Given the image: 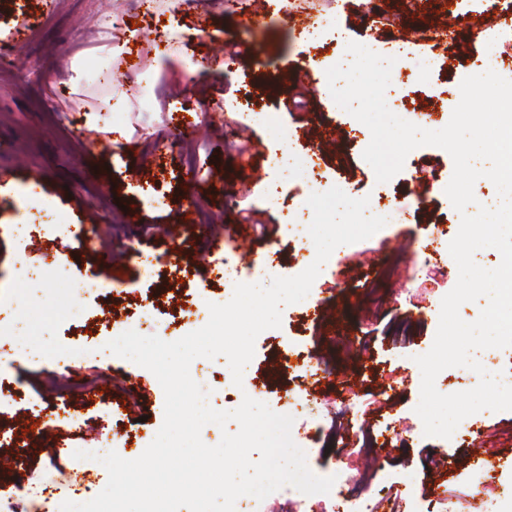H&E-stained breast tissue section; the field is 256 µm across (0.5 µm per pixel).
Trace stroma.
I'll return each instance as SVG.
<instances>
[{
    "label": "stroma",
    "mask_w": 512,
    "mask_h": 512,
    "mask_svg": "<svg viewBox=\"0 0 512 512\" xmlns=\"http://www.w3.org/2000/svg\"><path fill=\"white\" fill-rule=\"evenodd\" d=\"M246 0H152L145 18L134 0H0V138L13 149L0 156V458L26 456L15 469L0 468V501L18 502L17 512H60L64 501L85 503L108 482L105 468L85 460L75 469L65 453H53V435L32 429L35 416L50 408L78 412L80 427L64 430L67 443L95 448L98 439L127 431L130 443L119 454L136 459L152 442L164 419L165 397L147 369L120 357L103 362L106 344L130 330L134 315L150 307L152 317L142 335L176 341L198 330L196 317L208 303H221L224 283L198 267L202 249L187 233L202 212L220 215L217 225L227 245V261L237 263L242 282L255 267L243 257L242 236L255 250L279 254L278 275L300 273L286 224L310 223L298 205L308 191L304 170L283 173L271 158L287 149L317 154L324 183L353 198L380 196L394 200V217L381 233L358 242L351 254L333 251L301 302L286 306L279 328L262 332L255 342L252 374L267 383L265 403L281 412L289 388L306 377L300 359L315 356L324 372L316 388L323 402L322 422L305 455L312 472L333 470L341 431L350 420L378 433L395 418L415 417L421 378L406 365L412 353L429 347L437 321L407 317L402 288H415L399 270L415 264L402 245L410 237L441 234L449 245L460 216L446 194L431 193L434 181L449 182L454 164L434 146L409 154L391 181L378 182L362 153L369 131L337 107L326 71L348 62V42L361 43L386 56L404 50L406 63L392 70L387 102L402 99L400 118L430 130L444 128L460 101L459 86L477 74L488 40L505 45L508 58L499 75L512 79V28L501 25L486 0H419L417 11L390 0L384 13L367 15L363 0H288L287 13H268L245 29L240 12ZM120 18L122 30H137L129 46L139 65L96 45L93 27ZM447 26L454 40L439 43L434 28ZM221 42H214L213 33ZM237 43L241 56L220 51V43ZM96 55L101 69L117 86L85 72L86 55ZM133 57V58H134ZM27 70L30 81L18 86L14 74ZM193 108L211 123L197 142L176 143L173 112ZM126 130L143 161L113 144V128ZM250 148L251 160L238 154ZM199 173L198 188L182 179L184 170ZM277 187L276 201L266 190ZM253 220L239 229L241 203ZM153 225L151 236L142 225ZM179 235L180 258H173L169 233ZM138 252L123 256L126 246ZM114 253L111 266H100L94 251ZM354 251V252H355ZM157 270L146 278L144 264ZM60 274L47 272V265ZM41 267L36 298L20 293L22 268ZM93 282L84 290V282ZM28 312L40 318L41 352L25 355ZM81 378L102 375L94 393L57 398L53 381L68 368ZM203 377L217 410H233L241 396L224 390L232 373L225 357L199 358L190 367ZM145 391L130 412L114 410L132 382ZM390 396L377 400L382 389ZM495 453L512 456V411L476 413ZM457 456L452 475L433 460L441 451ZM471 446L455 447L440 437L416 431L382 459L367 485L382 497L393 484L387 512H407L401 485L410 478L418 488L441 487L436 512H465L474 492L490 498L512 484V470L499 471L493 482L475 487Z\"/></svg>",
    "instance_id": "obj_1"
}]
</instances>
